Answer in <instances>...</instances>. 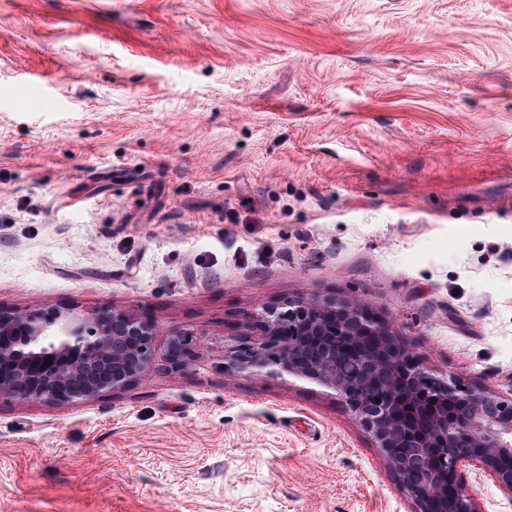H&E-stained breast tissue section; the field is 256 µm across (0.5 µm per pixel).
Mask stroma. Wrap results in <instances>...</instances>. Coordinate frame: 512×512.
Returning a JSON list of instances; mask_svg holds the SVG:
<instances>
[{"label":"stroma","instance_id":"35a3bbf8","mask_svg":"<svg viewBox=\"0 0 512 512\" xmlns=\"http://www.w3.org/2000/svg\"><path fill=\"white\" fill-rule=\"evenodd\" d=\"M327 294L512 396V0H0V304L162 330L126 391L0 399V512H412L344 400L220 366ZM165 361L171 371H182L207 351L200 337L189 330L171 329L166 332Z\"/></svg>","mask_w":512,"mask_h":512}]
</instances>
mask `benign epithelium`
Wrapping results in <instances>:
<instances>
[{
    "label": "benign epithelium",
    "instance_id": "obj_1",
    "mask_svg": "<svg viewBox=\"0 0 512 512\" xmlns=\"http://www.w3.org/2000/svg\"><path fill=\"white\" fill-rule=\"evenodd\" d=\"M226 349V371L294 377L341 397L379 448L413 512H479L460 482L473 465L512 494V399L435 375L368 305L335 295L263 303ZM161 330L147 313L47 304L0 307V398L67 405L119 393L145 378ZM178 372L207 351L189 330L166 332ZM50 366H44L45 360Z\"/></svg>",
    "mask_w": 512,
    "mask_h": 512
}]
</instances>
